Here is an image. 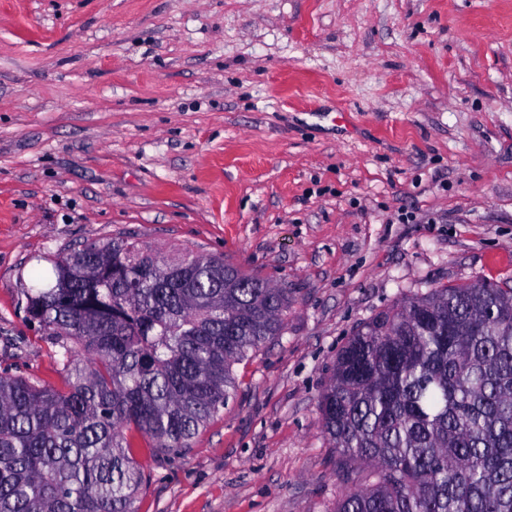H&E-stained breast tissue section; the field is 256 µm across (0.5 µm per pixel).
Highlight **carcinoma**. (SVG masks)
I'll return each instance as SVG.
<instances>
[{"instance_id": "cac0c4a2", "label": "carcinoma", "mask_w": 512, "mask_h": 512, "mask_svg": "<svg viewBox=\"0 0 512 512\" xmlns=\"http://www.w3.org/2000/svg\"><path fill=\"white\" fill-rule=\"evenodd\" d=\"M64 386L0 374V512H135L134 435L180 454L284 333L288 289L124 238L57 256L26 292ZM335 512H512V288H431L339 352L319 401Z\"/></svg>"}]
</instances>
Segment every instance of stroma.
<instances>
[{"label": "stroma", "instance_id": "obj_1", "mask_svg": "<svg viewBox=\"0 0 512 512\" xmlns=\"http://www.w3.org/2000/svg\"><path fill=\"white\" fill-rule=\"evenodd\" d=\"M131 237L287 289L136 512H333L318 400L402 298L512 282V0H0V373L63 387L25 292Z\"/></svg>", "mask_w": 512, "mask_h": 512}]
</instances>
